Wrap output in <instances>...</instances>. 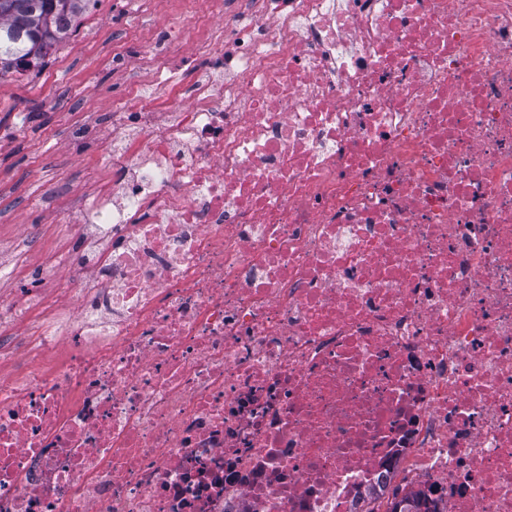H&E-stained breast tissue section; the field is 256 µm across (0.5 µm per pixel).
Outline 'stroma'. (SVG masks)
<instances>
[{"label":"stroma","mask_w":512,"mask_h":512,"mask_svg":"<svg viewBox=\"0 0 512 512\" xmlns=\"http://www.w3.org/2000/svg\"><path fill=\"white\" fill-rule=\"evenodd\" d=\"M182 0H97L40 69L0 79V297L37 294L40 307L19 318L28 332L59 302L44 288L49 256L74 244L63 208L106 177L112 114L137 93L131 73L160 31L182 22ZM32 237L17 248L23 230Z\"/></svg>","instance_id":"35a3bbf8"}]
</instances>
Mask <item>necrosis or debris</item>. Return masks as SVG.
I'll return each instance as SVG.
<instances>
[{
  "instance_id": "4bbe7bcc",
  "label": "necrosis or debris",
  "mask_w": 512,
  "mask_h": 512,
  "mask_svg": "<svg viewBox=\"0 0 512 512\" xmlns=\"http://www.w3.org/2000/svg\"><path fill=\"white\" fill-rule=\"evenodd\" d=\"M212 15L0 320L68 347L0 381V512H512V0Z\"/></svg>"
}]
</instances>
